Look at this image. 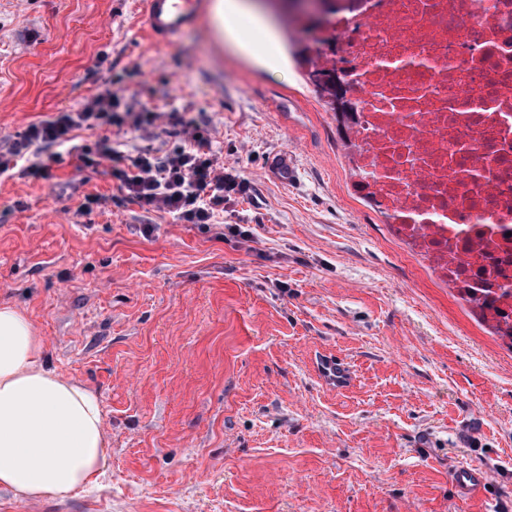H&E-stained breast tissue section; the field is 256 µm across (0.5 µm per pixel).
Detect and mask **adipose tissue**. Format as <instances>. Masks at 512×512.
<instances>
[{
  "label": "adipose tissue",
  "instance_id": "ef3b65f1",
  "mask_svg": "<svg viewBox=\"0 0 512 512\" xmlns=\"http://www.w3.org/2000/svg\"><path fill=\"white\" fill-rule=\"evenodd\" d=\"M212 22L256 61L283 65L272 28L242 0H216ZM42 351L30 319L0 305V490L31 502L97 486L110 452L98 394L46 367Z\"/></svg>",
  "mask_w": 512,
  "mask_h": 512
}]
</instances>
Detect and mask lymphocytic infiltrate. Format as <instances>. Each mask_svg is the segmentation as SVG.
I'll return each mask as SVG.
<instances>
[{"mask_svg":"<svg viewBox=\"0 0 512 512\" xmlns=\"http://www.w3.org/2000/svg\"><path fill=\"white\" fill-rule=\"evenodd\" d=\"M158 118L134 97L104 89L89 98L81 109L59 112L27 126L12 138L0 142V175L15 167L24 174L48 177L51 163L63 153L77 154L84 166L113 161L112 177L121 193L137 202L145 212H164L176 220L203 226L219 223L228 193L240 191L235 178L225 174L223 165L210 154L208 142L194 120L183 121L188 143L175 148L167 144L140 152L123 163L122 155L109 140L95 146L77 142L78 129L93 130L105 125L148 129Z\"/></svg>","mask_w":512,"mask_h":512,"instance_id":"1","label":"lymphocytic infiltrate"}]
</instances>
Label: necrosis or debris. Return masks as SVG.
Returning <instances> with one entry per match:
<instances>
[{
  "label": "necrosis or debris",
  "mask_w": 512,
  "mask_h": 512,
  "mask_svg": "<svg viewBox=\"0 0 512 512\" xmlns=\"http://www.w3.org/2000/svg\"><path fill=\"white\" fill-rule=\"evenodd\" d=\"M338 5L309 58L351 194L512 352V0Z\"/></svg>",
  "instance_id": "obj_1"
}]
</instances>
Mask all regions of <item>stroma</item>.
<instances>
[{
	"instance_id": "stroma-1",
	"label": "stroma",
	"mask_w": 512,
	"mask_h": 512,
	"mask_svg": "<svg viewBox=\"0 0 512 512\" xmlns=\"http://www.w3.org/2000/svg\"><path fill=\"white\" fill-rule=\"evenodd\" d=\"M107 83L159 118L79 141L133 157L196 118L246 182L224 221L253 240L144 216L107 160L0 178V305L98 393L112 449L95 490L0 491V512H512V353L351 195L304 69L258 64L206 15L152 43L141 0H0V139ZM88 194L106 202L83 216ZM322 353L351 387L322 385ZM462 463L487 472L482 493L457 491ZM315 364L316 371L328 386L343 390L352 383V371L344 358L335 354H321Z\"/></svg>"
}]
</instances>
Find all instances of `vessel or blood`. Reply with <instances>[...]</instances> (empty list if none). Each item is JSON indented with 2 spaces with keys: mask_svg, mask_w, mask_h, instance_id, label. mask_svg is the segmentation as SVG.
Here are the masks:
<instances>
[{
  "mask_svg": "<svg viewBox=\"0 0 512 512\" xmlns=\"http://www.w3.org/2000/svg\"><path fill=\"white\" fill-rule=\"evenodd\" d=\"M144 30L148 37L165 42L193 27L206 9V0H142ZM322 380L337 390L347 388L353 375L348 362L335 354H323L316 360ZM453 480L458 491L472 494L485 484L479 468L462 465L455 469Z\"/></svg>",
  "mask_w": 512,
  "mask_h": 512,
  "instance_id": "vessel-or-blood-1",
  "label": "vessel or blood"
}]
</instances>
